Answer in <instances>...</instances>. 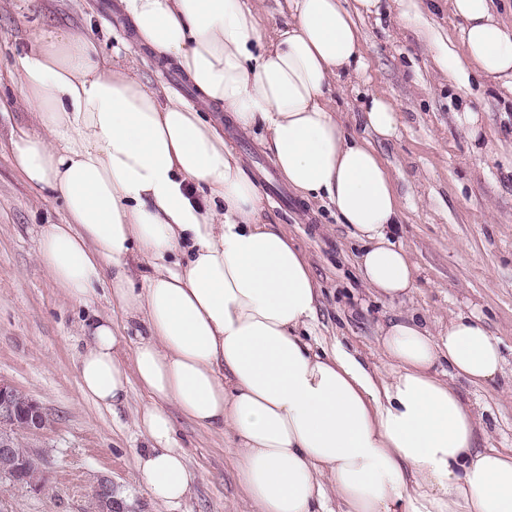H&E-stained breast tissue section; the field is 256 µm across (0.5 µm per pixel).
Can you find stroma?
I'll list each match as a JSON object with an SVG mask.
<instances>
[{"label": "stroma", "mask_w": 512, "mask_h": 512, "mask_svg": "<svg viewBox=\"0 0 512 512\" xmlns=\"http://www.w3.org/2000/svg\"><path fill=\"white\" fill-rule=\"evenodd\" d=\"M397 8L361 15L367 67L339 86L334 104L348 133L366 135L362 104L378 93L400 112L395 137L375 141L402 204L399 239L418 265L412 306L432 328L454 314L475 313L501 341L504 374L492 386L458 381L463 398L482 412L480 431L499 448H512V92L475 80L466 98L439 63L459 48V22L448 0H408ZM76 27L102 54L119 56L148 87L169 88L195 100L186 78L132 39L118 0H0V380L36 399L46 427L27 439L41 458L44 483L33 490L0 477V512H89L100 477L127 500L129 512H245L233 464L232 432L211 433L176 417V440L195 480L180 503L164 506L139 481L136 456L146 446L134 421L148 402L132 387L123 407L108 410L86 398L77 364L83 325L95 316H118L107 282L90 302L72 300L39 264L40 227L62 223L60 201L46 200L14 170L10 135L34 124L15 78L20 58L42 31ZM480 118L482 143L495 162L476 155L459 118L463 106ZM224 138L253 174L273 169L260 131L225 123ZM262 217L289 236L305 255L321 289L314 327L324 340L339 339L372 367L386 370L380 328L394 311L374 297L357 273L360 245L328 204L289 194L287 206L263 198Z\"/></svg>", "instance_id": "obj_1"}]
</instances>
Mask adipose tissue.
<instances>
[{
  "mask_svg": "<svg viewBox=\"0 0 512 512\" xmlns=\"http://www.w3.org/2000/svg\"><path fill=\"white\" fill-rule=\"evenodd\" d=\"M136 44L169 61L199 98L157 91L103 57L79 31L36 36L18 90L36 128L12 133V165L62 200L38 260L74 299L108 278L112 300L143 333L111 318L83 327L82 394L110 410L132 387L149 397L135 426L147 446L142 484L162 505L190 492L174 417L231 430L235 470L255 512H512V450L478 444L480 417L455 379L492 385L500 342L475 315L431 330L415 315L384 326L387 372L339 341L312 346L320 288L304 255L261 217L254 177L224 139L221 113L261 129L281 178L302 200H328L361 243L358 272L381 300L405 304L418 268L394 236L395 183L373 138L400 116L381 95L363 106L370 138L333 107L340 80L365 68L355 14L381 0H288L274 39L250 0H120ZM460 52L447 62L512 88V25L493 0H450Z\"/></svg>",
  "mask_w": 512,
  "mask_h": 512,
  "instance_id": "obj_1",
  "label": "adipose tissue"
}]
</instances>
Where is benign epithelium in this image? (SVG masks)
<instances>
[{
  "instance_id": "7a95c632",
  "label": "benign epithelium",
  "mask_w": 512,
  "mask_h": 512,
  "mask_svg": "<svg viewBox=\"0 0 512 512\" xmlns=\"http://www.w3.org/2000/svg\"><path fill=\"white\" fill-rule=\"evenodd\" d=\"M46 416L39 404L19 388L0 381V426L10 429L14 435L0 436V452L12 455L19 439L41 431ZM92 499L99 512H126L125 504H117L112 497V480H97Z\"/></svg>"
}]
</instances>
